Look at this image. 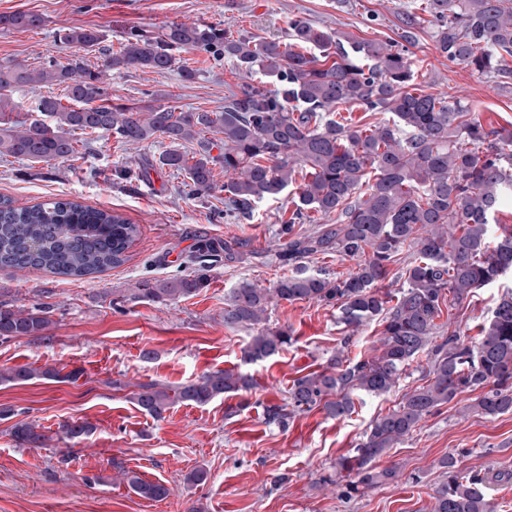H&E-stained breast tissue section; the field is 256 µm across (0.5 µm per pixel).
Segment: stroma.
Segmentation results:
<instances>
[{
  "label": "stroma",
  "instance_id": "1",
  "mask_svg": "<svg viewBox=\"0 0 512 512\" xmlns=\"http://www.w3.org/2000/svg\"><path fill=\"white\" fill-rule=\"evenodd\" d=\"M422 0H0V13L30 11L43 28L0 32V61L34 66L65 62L72 47L56 42L57 29L96 27L106 46L119 51L126 32L158 30L172 23L222 24L236 34L286 40L289 22L301 17L352 40L399 39L398 16L420 12ZM419 88L470 101L484 125L512 131V86L500 87L472 67L448 61L433 30H415L408 47ZM180 60L201 68L182 82L178 73L127 70L111 76L112 100L131 105L161 96L183 110L217 111L235 90L238 69L188 49ZM160 142L127 146L116 138L93 140L83 159L30 163L0 158V197L34 205L63 197L119 212L141 228L124 263L81 280L44 271L0 269V302L50 308V325L39 336L0 338V369L54 368L78 372L74 381L39 377L0 384V512H431L442 480L440 462L455 456L460 468L490 475L487 492L497 512H512V413L491 419L466 412V392L420 422L376 469L397 467L398 479L355 495L330 484L340 456L353 453L371 422L396 408L422 383L421 371L402 378L389 393L358 394L349 416L336 419L320 407L297 414L287 428L266 424L264 409L282 402L293 381L321 370L341 346L334 307L314 302L279 303L270 327L290 332L277 354L243 360L248 330L224 325V302L248 281L270 286L277 263L216 264L208 284L195 294L154 303L133 298L144 279H167L194 270L204 243L233 236L251 239L273 254L278 229L293 210L292 192L258 203L252 220L224 214V194L206 199L187 193L182 174L151 169L140 182L112 181L114 168L155 160ZM512 289V274L475 291L452 309V326L466 341L478 338L499 296ZM230 370L253 378L252 389L204 405L176 402L157 419L137 405L140 385L177 388L207 373ZM85 422L88 435L67 439L62 427ZM47 436L44 447L17 443L16 425ZM204 470L207 479L188 482ZM164 484L161 501L140 497L125 474Z\"/></svg>",
  "mask_w": 512,
  "mask_h": 512
}]
</instances>
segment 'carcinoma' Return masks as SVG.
<instances>
[{"label":"carcinoma","instance_id":"1","mask_svg":"<svg viewBox=\"0 0 512 512\" xmlns=\"http://www.w3.org/2000/svg\"><path fill=\"white\" fill-rule=\"evenodd\" d=\"M434 29L436 49L450 62L464 63L499 81L512 79V0H426L424 15L403 19L404 43L413 30ZM33 12L0 14V31L41 29ZM62 44L100 51L101 65L90 67L73 54L65 63L41 68L0 62V156L33 163L68 161L79 154L75 131L112 134L125 145L151 139L169 142L159 166L184 174V187L201 198L224 192L225 215L251 220L255 205L288 188L296 191L295 210L279 228L283 242L276 262L287 270L270 288L242 282L224 303V325L252 331L244 359L257 361L291 340L288 331L267 324L269 308L281 301L318 302L336 307L347 331L327 366L302 376L283 404L266 407L265 421L286 428L300 412L322 407L350 415L353 395L382 396L396 387L421 354L428 357L426 382L407 392L399 406L370 424L354 454L341 457L336 473L355 474L348 493L399 477L397 468L377 471L374 463L402 443L438 407L465 392H478L465 411L495 418L512 413V291L502 294L480 337L468 343L457 330L437 323L443 308L468 298L512 271V229L495 235L493 225L504 197H512V132L485 126L476 109L462 100L426 93L413 86L408 48L393 39L344 41L336 33L297 18L288 42L234 37L220 24L172 23L158 32L132 30L120 51L103 47L95 28L56 31ZM190 48L218 62L230 59L240 74L237 90L221 111H179L165 104L132 107L112 104L109 73L174 68L185 82L198 71L177 66L175 52ZM256 71L274 79L268 90L252 80ZM61 89L57 94L52 87ZM47 92H42V89ZM33 94L34 111L17 112L13 94ZM67 100L69 105L62 104ZM384 111L391 118L361 126L347 124L345 108ZM210 134H220L215 141ZM196 142L193 156L181 151ZM220 153L212 155L213 148ZM224 166L218 185L214 166ZM148 167L115 169L133 183ZM336 217L334 224L319 220ZM297 224H315L310 234ZM139 226L122 215L56 198L31 206L0 200V268L38 269L62 277L102 273L125 260ZM413 254L405 286L393 295L380 285L403 251ZM202 251L224 264L263 261L250 241L230 237L224 247L211 242ZM315 255L356 262L347 276L311 273ZM208 265L186 276L142 280L132 298L164 303L205 287ZM382 317L379 347L370 357H349L351 336ZM49 324L47 311L15 309L0 303V337L34 336ZM60 377L55 369L0 370V384H22L35 377ZM251 387L248 377L217 371L171 391L158 383L139 385L138 406L160 419L178 400L206 404L225 393ZM22 446L42 447L47 438L29 425L15 427ZM443 479L431 512H496L485 489L489 478L458 468L452 456L441 460ZM128 483L139 496L160 501L161 483L133 474Z\"/></svg>","mask_w":512,"mask_h":512}]
</instances>
